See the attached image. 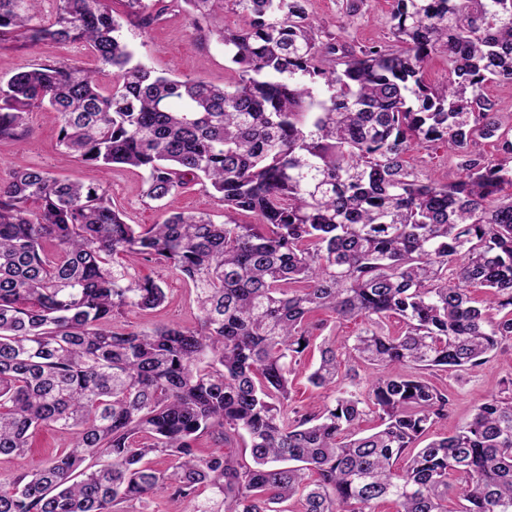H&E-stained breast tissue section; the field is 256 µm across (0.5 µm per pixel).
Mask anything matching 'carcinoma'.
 I'll use <instances>...</instances> for the list:
<instances>
[{
  "instance_id": "obj_1",
  "label": "carcinoma",
  "mask_w": 512,
  "mask_h": 512,
  "mask_svg": "<svg viewBox=\"0 0 512 512\" xmlns=\"http://www.w3.org/2000/svg\"><path fill=\"white\" fill-rule=\"evenodd\" d=\"M56 2L45 20L42 0H0V41L83 43L97 69L56 60L0 79V139L26 140L48 105L82 162L142 171L152 200L195 182L224 222L129 224L103 182L33 167L0 182V457L37 428L73 436L0 482V512H116L161 494L193 512H450V495L458 512H512L511 396L416 448L449 404L425 372L473 369L512 341V117L485 94L512 82V0H393V43L358 51L322 40L306 0H232L248 24L218 33L222 86L133 63L110 0ZM182 2L195 23L224 9ZM438 54L448 81L432 86ZM478 138L500 157L475 153ZM413 144L445 147L462 176L421 177ZM139 260L192 283L194 326L121 321L166 300ZM320 310L363 328L324 341L308 380L335 394L292 413ZM341 348L372 369L364 386L336 389ZM368 414L380 429L359 436ZM203 435L226 451L198 454Z\"/></svg>"
}]
</instances>
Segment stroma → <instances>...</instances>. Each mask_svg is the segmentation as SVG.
Instances as JSON below:
<instances>
[{
    "mask_svg": "<svg viewBox=\"0 0 512 512\" xmlns=\"http://www.w3.org/2000/svg\"><path fill=\"white\" fill-rule=\"evenodd\" d=\"M349 0H307L306 10L316 19L325 34L337 41L358 47L383 44L392 35L386 22L392 0H357L355 16H347ZM164 11L150 25L139 21L125 22L123 33L131 45L137 63L158 72H174L215 85L228 77L224 63V47L215 31L219 28L244 27L247 18L233 5L213 22L214 33H195L183 7L174 0H160ZM49 60H69L85 68H96L92 53L79 43L49 44L33 49L13 44L0 45V78ZM60 121L57 113L48 107L33 110L28 115L30 137L23 142L0 140V179L7 178L12 169L37 167L51 174L72 180L96 179V172L65 152L58 144ZM410 166L422 174L441 180L458 177L454 159L445 148H426L413 145L406 155ZM107 189L115 204L124 211L131 224H155L171 214L183 211H201L222 222L224 206L217 196L205 192L200 185L190 183L173 195L154 201L146 197L140 172L114 167L107 176ZM137 274L142 278L163 279L167 288L166 302L153 310L128 315L126 322L134 328H150L161 323L177 322L191 326L196 322L195 293L186 280L167 266L154 261H139ZM512 378V342H505L480 367L465 371L440 372L434 378L436 385L447 392V414L437 419L431 435L451 433L468 421L477 405L490 395L500 394L504 382ZM72 438L68 433L42 429L33 434L28 450L20 456L0 458V479L37 469L51 456L69 448Z\"/></svg>",
    "mask_w": 512,
    "mask_h": 512,
    "instance_id": "obj_1",
    "label": "stroma"
}]
</instances>
